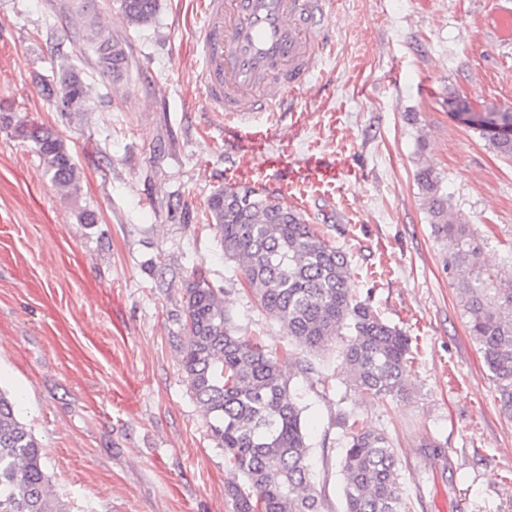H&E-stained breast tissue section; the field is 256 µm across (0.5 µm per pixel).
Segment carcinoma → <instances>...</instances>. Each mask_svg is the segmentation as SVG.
Listing matches in <instances>:
<instances>
[{
    "label": "carcinoma",
    "mask_w": 512,
    "mask_h": 512,
    "mask_svg": "<svg viewBox=\"0 0 512 512\" xmlns=\"http://www.w3.org/2000/svg\"><path fill=\"white\" fill-rule=\"evenodd\" d=\"M134 26L148 24L158 0H119ZM95 68L117 86L130 68L129 54L112 33L100 29ZM65 87L86 105L90 85L60 65L58 80L43 83L52 101ZM501 158L512 160V111L466 118ZM0 126L31 142L56 191L78 196L80 174L65 142L42 124H12L0 111ZM420 185L433 233L448 246V269L456 279L468 329L474 336L499 393L501 410L512 417V280L484 277L480 247L466 220L454 211L442 178L419 165ZM238 186L216 189L208 199L213 228L224 257L234 261L243 284L261 308L278 320L288 337L308 351H320L347 330L342 361L354 385L373 398L407 391L409 338L385 322L348 288L347 255L327 245L302 216L275 198L251 190L238 200ZM184 380L199 405L209 436L224 449V461L246 479L251 491L225 487L234 512H323L308 463L310 446L301 408L280 361L263 342L238 334L224 308L223 289L195 267L184 282ZM345 480L344 512H404L395 448L382 432H353L340 461ZM0 512H72L56 494L41 462V446L20 417L17 398L0 390Z\"/></svg>",
    "instance_id": "carcinoma-1"
}]
</instances>
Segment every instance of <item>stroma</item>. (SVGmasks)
I'll use <instances>...</instances> for the list:
<instances>
[{"mask_svg": "<svg viewBox=\"0 0 512 512\" xmlns=\"http://www.w3.org/2000/svg\"><path fill=\"white\" fill-rule=\"evenodd\" d=\"M489 0H332L328 47L295 111H210L195 34L201 0H159L129 25L116 0H0V107L62 138L81 192L57 195L32 143L0 130V388L42 445L75 512H232L245 478L206 431L182 372L183 282L192 267L224 291L243 336L262 337L302 409L314 487L342 512L340 460L351 421L385 432L410 512H512V419L470 336L415 177L440 172L489 272L512 276V162L464 123L451 95L512 109V57ZM104 20L131 66L120 86L92 66L89 24ZM94 88L83 110L42 96L55 45ZM284 182L300 212L351 264L355 299L409 336L404 397L361 394L341 344L291 346L209 229L216 189ZM94 216L80 221L81 213ZM433 442L450 461L420 451Z\"/></svg>", "mask_w": 512, "mask_h": 512, "instance_id": "obj_1", "label": "stroma"}]
</instances>
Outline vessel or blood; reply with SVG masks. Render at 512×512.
<instances>
[{
    "instance_id": "b4317fda",
    "label": "vessel or blood",
    "mask_w": 512,
    "mask_h": 512,
    "mask_svg": "<svg viewBox=\"0 0 512 512\" xmlns=\"http://www.w3.org/2000/svg\"><path fill=\"white\" fill-rule=\"evenodd\" d=\"M326 7L327 0H206L197 42L211 111H284L324 49L317 33Z\"/></svg>"
}]
</instances>
